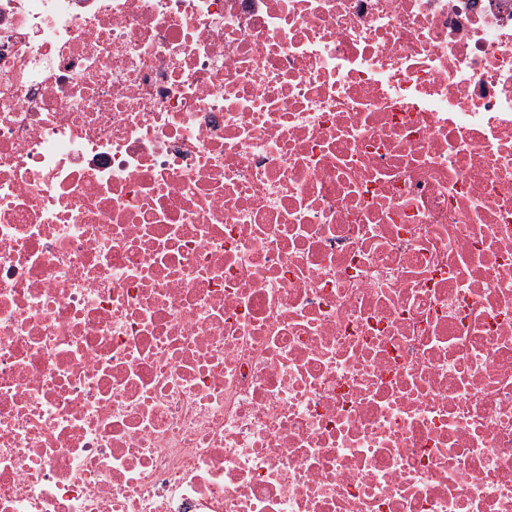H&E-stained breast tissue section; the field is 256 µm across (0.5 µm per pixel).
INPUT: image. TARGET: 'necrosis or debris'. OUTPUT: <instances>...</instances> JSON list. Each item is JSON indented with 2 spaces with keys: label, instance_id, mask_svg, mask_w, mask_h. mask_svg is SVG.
Masks as SVG:
<instances>
[{
  "label": "necrosis or debris",
  "instance_id": "1",
  "mask_svg": "<svg viewBox=\"0 0 512 512\" xmlns=\"http://www.w3.org/2000/svg\"><path fill=\"white\" fill-rule=\"evenodd\" d=\"M0 512H512V0H0Z\"/></svg>",
  "mask_w": 512,
  "mask_h": 512
}]
</instances>
